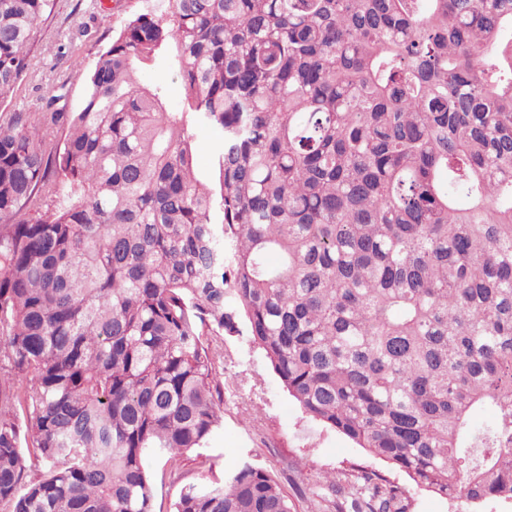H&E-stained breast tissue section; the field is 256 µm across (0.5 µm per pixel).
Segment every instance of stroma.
Here are the masks:
<instances>
[{"label": "stroma", "instance_id": "stroma-1", "mask_svg": "<svg viewBox=\"0 0 512 512\" xmlns=\"http://www.w3.org/2000/svg\"><path fill=\"white\" fill-rule=\"evenodd\" d=\"M166 7L167 0H55L51 15L38 25L27 70L14 93L0 100V114L37 111L62 85L69 107H77L83 96L79 71L94 66L129 18ZM223 379L224 427L209 447L184 453L173 468L164 459H150L155 512H170L183 486L223 481L245 462L272 467L292 493L296 512H309V490L317 472L340 477L355 467L408 488L410 512H512L511 500L490 499L470 508L413 487L403 473L307 418L246 334H225Z\"/></svg>", "mask_w": 512, "mask_h": 512}]
</instances>
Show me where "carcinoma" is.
Wrapping results in <instances>:
<instances>
[{
    "label": "carcinoma",
    "mask_w": 512,
    "mask_h": 512,
    "mask_svg": "<svg viewBox=\"0 0 512 512\" xmlns=\"http://www.w3.org/2000/svg\"><path fill=\"white\" fill-rule=\"evenodd\" d=\"M52 8L0 0V98ZM166 61L176 112L141 80ZM79 76L74 109L0 115V505L152 512L148 459L224 425L238 318L306 417L512 500V0H168ZM323 480L336 512H408L375 472ZM172 512L294 503L246 462ZM198 145L197 171L201 178L208 179L212 175V154L221 145L222 130L216 125H207L195 130Z\"/></svg>",
    "instance_id": "1"
}]
</instances>
